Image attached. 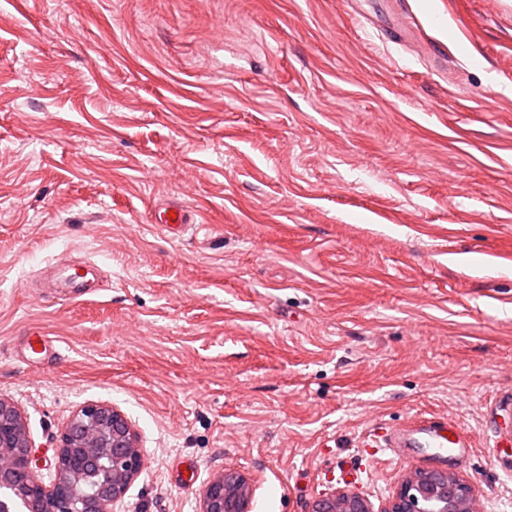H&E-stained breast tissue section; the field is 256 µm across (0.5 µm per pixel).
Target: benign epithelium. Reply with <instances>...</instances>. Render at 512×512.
I'll list each match as a JSON object with an SVG mask.
<instances>
[{
  "instance_id": "benign-epithelium-1",
  "label": "benign epithelium",
  "mask_w": 512,
  "mask_h": 512,
  "mask_svg": "<svg viewBox=\"0 0 512 512\" xmlns=\"http://www.w3.org/2000/svg\"><path fill=\"white\" fill-rule=\"evenodd\" d=\"M33 444L20 412L0 399V512H113L142 472L144 455L128 420L116 409L91 403L72 417L57 448L56 476L46 485L36 478ZM95 465L108 481L89 494L85 470ZM247 479L226 471L210 480L202 512H249ZM311 512H372L368 499L338 492L317 499ZM384 512H475L472 489L448 472L410 471Z\"/></svg>"
}]
</instances>
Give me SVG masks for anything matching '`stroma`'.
Returning a JSON list of instances; mask_svg holds the SVG:
<instances>
[{"label": "stroma", "mask_w": 512, "mask_h": 512, "mask_svg": "<svg viewBox=\"0 0 512 512\" xmlns=\"http://www.w3.org/2000/svg\"><path fill=\"white\" fill-rule=\"evenodd\" d=\"M509 392L512 0H0V399L39 479L105 403L145 458L115 512H201L225 470L251 512H383L417 465L512 512ZM419 415L470 458L376 447ZM171 213L176 215V218L171 216ZM152 221L171 238L182 237L191 227L190 214L183 206H170L164 210H159L152 215ZM25 349L34 354H47L51 351V355L59 356V352L54 347V340L42 330L30 331L26 334ZM368 499L355 492H338L317 499L311 512H372Z\"/></svg>", "instance_id": "35a3bbf8"}]
</instances>
